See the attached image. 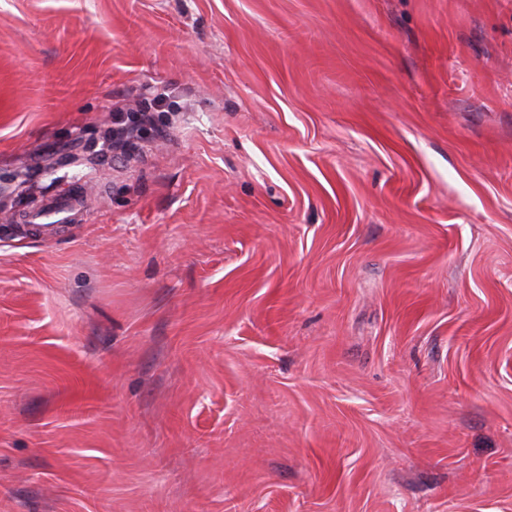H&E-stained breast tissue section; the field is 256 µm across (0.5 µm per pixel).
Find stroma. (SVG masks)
I'll list each match as a JSON object with an SVG mask.
<instances>
[{
    "mask_svg": "<svg viewBox=\"0 0 512 512\" xmlns=\"http://www.w3.org/2000/svg\"><path fill=\"white\" fill-rule=\"evenodd\" d=\"M26 168L0 512H512V0H0ZM164 102H165V99L162 97H159V96L150 98L147 101H143L140 109L137 112H135L133 114H128V116H126V118L123 114V111L116 108L114 111V112H118V114H116V118H115L116 123L120 124L122 126H126L127 125L126 119H127V121L132 123V125L129 127V129L133 130L137 124L145 121L149 117L148 116L149 112H161L160 108L163 106Z\"/></svg>",
    "mask_w": 512,
    "mask_h": 512,
    "instance_id": "35a3bbf8",
    "label": "stroma"
}]
</instances>
